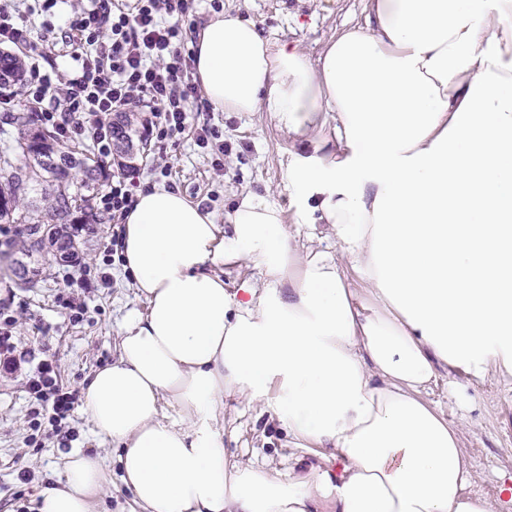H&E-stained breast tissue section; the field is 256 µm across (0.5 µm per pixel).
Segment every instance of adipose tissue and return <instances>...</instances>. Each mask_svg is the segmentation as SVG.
Returning <instances> with one entry per match:
<instances>
[{
    "label": "adipose tissue",
    "instance_id": "obj_1",
    "mask_svg": "<svg viewBox=\"0 0 512 512\" xmlns=\"http://www.w3.org/2000/svg\"><path fill=\"white\" fill-rule=\"evenodd\" d=\"M318 59L214 14L194 49L215 108L297 143L291 220L241 194L226 224L161 185L123 226L146 310L85 406L116 459L80 449L35 512H512L469 492L438 369L512 373V0H364ZM332 238L335 252L318 250ZM252 269L228 288L220 268ZM274 416L318 463L281 478L224 450V399ZM118 468H113L112 470V476H113V479H112V482H113V488H112V497H110L109 495L105 496L104 499H103V502L101 503V505H99L97 508H96V511H122L121 508L124 507V510L123 511H127L126 508H127V500L129 499V494H127L126 491H123L122 489L120 491H118L116 489V487L114 485L117 486L118 488V485H119V472H118Z\"/></svg>",
    "mask_w": 512,
    "mask_h": 512
}]
</instances>
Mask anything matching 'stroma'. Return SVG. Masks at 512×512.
Instances as JSON below:
<instances>
[{
	"mask_svg": "<svg viewBox=\"0 0 512 512\" xmlns=\"http://www.w3.org/2000/svg\"><path fill=\"white\" fill-rule=\"evenodd\" d=\"M224 11L253 21L272 41L299 43L311 58H318L326 41L344 25H364L362 0H220ZM224 133L232 151L224 157L223 171L190 136L166 142L163 148L147 146L149 156H163L171 168L162 177L151 167H141V187L173 185L201 208L214 214L217 223L237 194L254 191L268 195L292 214L295 202L282 184L292 144L276 130L267 113L247 116L215 108L203 112ZM115 223L98 225L94 235L82 238L81 253L91 268L106 269L105 288H64L69 266H47L37 287H20L17 278L0 270V313L15 316L11 340L30 350L34 360L50 359L57 365L58 381L81 391L93 373L114 361L117 338L133 313L145 312L146 303L136 292L121 262L105 264ZM79 297L84 308L71 319L60 302ZM26 374L0 369V512H33V499L44 480L58 472L72 450L116 456L111 443L95 432L84 406H76L63 420L51 410L33 403L25 388ZM427 397L456 423L473 464L470 490L493 497L500 475L512 474V375L479 381L463 371L439 370ZM224 446L236 461L271 465L288 474L295 465L296 449L269 416L259 415L245 402L224 401Z\"/></svg>",
	"mask_w": 512,
	"mask_h": 512,
	"instance_id": "stroma-1",
	"label": "stroma"
}]
</instances>
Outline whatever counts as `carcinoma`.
<instances>
[{
	"mask_svg": "<svg viewBox=\"0 0 512 512\" xmlns=\"http://www.w3.org/2000/svg\"><path fill=\"white\" fill-rule=\"evenodd\" d=\"M21 60L0 51V86L22 82ZM115 151L132 155L133 140L129 117L121 112L112 121ZM106 166L90 158L76 157L54 132L36 130L31 121L18 117L16 133L0 146V223L16 224V237L0 242V261L14 265L20 284L32 288L39 265L48 249L69 259L74 248L75 225L90 235L106 223L92 204ZM42 208L43 218L35 220L30 210Z\"/></svg>",
	"mask_w": 512,
	"mask_h": 512,
	"instance_id": "obj_1",
	"label": "carcinoma"
}]
</instances>
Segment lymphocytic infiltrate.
<instances>
[{
    "label": "lymphocytic infiltrate",
    "instance_id": "obj_1",
    "mask_svg": "<svg viewBox=\"0 0 512 512\" xmlns=\"http://www.w3.org/2000/svg\"><path fill=\"white\" fill-rule=\"evenodd\" d=\"M58 0H0V45L31 51L21 94L36 110L38 123L55 129L67 142L90 139L101 156L112 153V115L128 109L142 114L141 138L164 143L193 129L196 144L223 169L231 147L224 134L199 118L200 84L195 53L188 49L198 0H70L64 27L33 30L30 16ZM59 35L72 64L41 63L38 39ZM137 168L122 165L96 210L123 216L136 201ZM31 399L51 408L57 418L74 410L79 395L57 381V367L38 363L26 381Z\"/></svg>",
    "mask_w": 512,
    "mask_h": 512
}]
</instances>
